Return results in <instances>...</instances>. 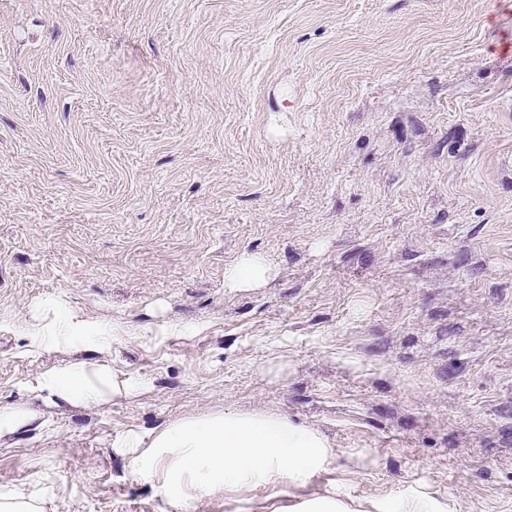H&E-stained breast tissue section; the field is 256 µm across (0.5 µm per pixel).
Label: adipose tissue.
Returning a JSON list of instances; mask_svg holds the SVG:
<instances>
[{
    "label": "adipose tissue",
    "mask_w": 512,
    "mask_h": 512,
    "mask_svg": "<svg viewBox=\"0 0 512 512\" xmlns=\"http://www.w3.org/2000/svg\"><path fill=\"white\" fill-rule=\"evenodd\" d=\"M36 391L67 403L129 393L109 365L80 360L44 372ZM121 446L138 476L172 512L225 491L278 490L328 471L334 451L311 427L268 412L213 411L178 420L150 439L128 433Z\"/></svg>",
    "instance_id": "ef3b65f1"
}]
</instances>
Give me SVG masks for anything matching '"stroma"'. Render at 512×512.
I'll return each mask as SVG.
<instances>
[{"instance_id": "obj_1", "label": "stroma", "mask_w": 512, "mask_h": 512, "mask_svg": "<svg viewBox=\"0 0 512 512\" xmlns=\"http://www.w3.org/2000/svg\"><path fill=\"white\" fill-rule=\"evenodd\" d=\"M511 33L512 0H0V491L161 512L127 432L270 411L331 469L191 512H512ZM69 319L131 394L32 392ZM269 276V267L258 254L244 255L228 273L227 283L231 288H257ZM355 500L349 496L336 493V486H331L319 497L305 500L294 507V512H363L355 507ZM374 512H444V506L436 499L420 495L410 499L377 500L371 504Z\"/></svg>"}]
</instances>
